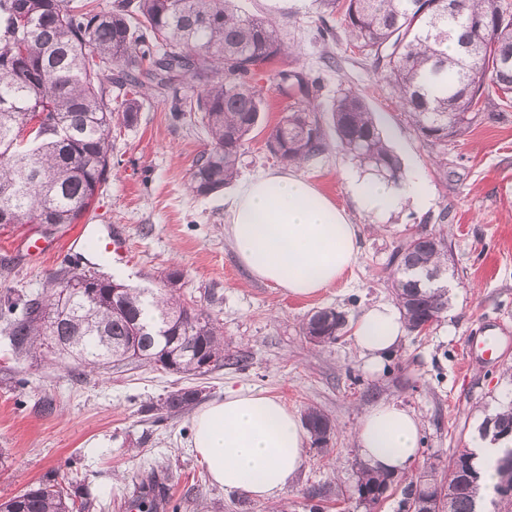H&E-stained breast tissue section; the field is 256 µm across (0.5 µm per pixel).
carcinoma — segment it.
Instances as JSON below:
<instances>
[{
  "label": "carcinoma",
  "instance_id": "1",
  "mask_svg": "<svg viewBox=\"0 0 512 512\" xmlns=\"http://www.w3.org/2000/svg\"><path fill=\"white\" fill-rule=\"evenodd\" d=\"M232 0H119L106 10L95 0H0V226L76 224L112 173V108L123 123L138 119L140 99L175 91L171 112L197 115L208 143L190 169L196 195L224 189L238 175L247 136L264 111L256 76L288 53L273 23L246 16ZM345 0L342 26L366 49L404 113L427 144L441 149L481 123H494L512 102V4L504 0ZM458 46L448 54V42ZM268 81L293 100L267 138L269 151L301 166L330 143L310 92L317 81L270 70ZM122 91L112 102V87ZM336 150L371 174L396 184L401 161L387 145L365 98L349 89L329 109ZM28 138L21 133L28 124ZM451 258L443 234L416 233L393 249L386 286L407 331H421L448 312V289L433 274ZM183 274L169 270L162 285L112 292L113 278L78 268L49 276L36 296L0 300V320L14 350L44 346L94 368L133 361L197 377L215 357L238 367L243 353L224 348L223 327L181 298ZM345 313L332 307L307 314L300 333L313 345L339 340ZM55 337L50 342L47 336ZM196 389L172 392L151 407L158 419L190 409ZM313 444L327 445L334 424L305 410ZM481 435L509 444L497 463L492 512H512V402L486 417ZM397 482L391 473L360 467L352 495L373 512ZM159 483L138 487L139 512H157ZM404 512H483L480 471L469 448L458 449L441 478L421 473L403 490ZM77 479L40 482L0 503V512H90Z\"/></svg>",
  "mask_w": 512,
  "mask_h": 512
}]
</instances>
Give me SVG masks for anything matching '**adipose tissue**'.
Returning a JSON list of instances; mask_svg holds the SVG:
<instances>
[{
    "instance_id": "obj_1",
    "label": "adipose tissue",
    "mask_w": 512,
    "mask_h": 512,
    "mask_svg": "<svg viewBox=\"0 0 512 512\" xmlns=\"http://www.w3.org/2000/svg\"><path fill=\"white\" fill-rule=\"evenodd\" d=\"M346 189L368 216L381 218L431 201L423 176L401 185L344 174ZM224 233L247 275L292 296H311L339 283L359 251L348 212L301 173L269 169L245 180L225 201ZM352 334L369 363L379 364L403 341L396 307L365 308ZM191 450L225 492L276 501L305 462L307 434L299 415L259 392L231 391L201 406L192 419ZM419 417L392 401L366 411L355 433L361 455L378 470H405L416 458Z\"/></svg>"
}]
</instances>
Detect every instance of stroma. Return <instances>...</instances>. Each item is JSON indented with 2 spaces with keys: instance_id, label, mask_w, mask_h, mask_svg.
Returning a JSON list of instances; mask_svg holds the SVG:
<instances>
[{
  "instance_id": "35a3bbf8",
  "label": "stroma",
  "mask_w": 512,
  "mask_h": 512,
  "mask_svg": "<svg viewBox=\"0 0 512 512\" xmlns=\"http://www.w3.org/2000/svg\"><path fill=\"white\" fill-rule=\"evenodd\" d=\"M242 14L271 20L297 57L283 68L319 77L311 100L328 109L339 92L365 96L405 176H424L431 204L373 222L355 208L343 173L358 169L351 158L328 150L301 172L359 226L354 266L333 288L294 297L250 279L224 236V195L197 196L187 180L206 136L195 118H173L169 99L145 97L138 121L125 126L112 116V175L84 216L87 224L112 227L125 242L122 258L104 266L94 254L85 264L137 288H156L168 269L182 270L186 299L224 326L230 350L247 354L241 370L218 366L189 380L144 363L89 372L70 369L44 352L16 353L0 335V500L39 481L78 476L92 494L91 512H134L131 501L143 477L158 475L166 506L160 512H309L307 493L326 487L333 495L322 512H365L349 498L361 455L354 441L370 405L389 400L422 422V448L405 476L428 467L444 471L452 452L468 447L485 416L512 400V111L495 125L479 124L449 142L445 152L424 143L391 87L346 35L324 44L316 0H234ZM338 65L327 69L324 53ZM288 97L266 93V107L251 133L240 177L278 167L265 147ZM79 225L51 232L34 225L0 227V295L34 292L65 265ZM445 232L454 259L450 305L423 336L406 335L380 365L370 367L351 334L315 346L300 324L316 309L333 307L355 323L362 310L389 300L385 284L397 241L420 232ZM40 255H29L27 240ZM497 336L509 351L498 360L475 357L464 364L469 343ZM199 389L200 402L229 391L256 390L297 413L321 409L336 424L327 451L305 448V463L278 500L261 501L224 492L189 450L192 414L155 421L145 410L172 391Z\"/></svg>"
}]
</instances>
